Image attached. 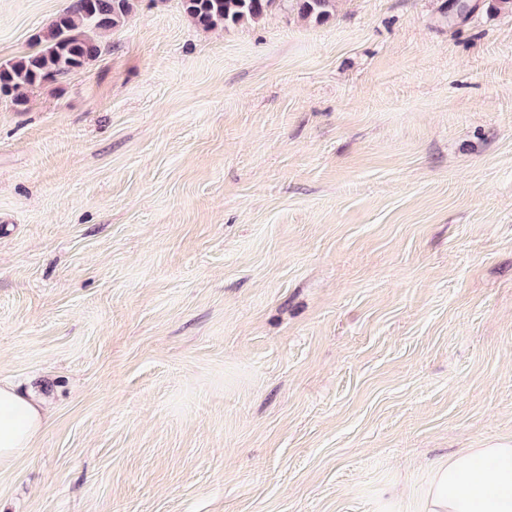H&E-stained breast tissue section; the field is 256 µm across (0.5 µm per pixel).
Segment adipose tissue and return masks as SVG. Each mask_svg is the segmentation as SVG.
Here are the masks:
<instances>
[{"label": "adipose tissue", "mask_w": 512, "mask_h": 512, "mask_svg": "<svg viewBox=\"0 0 512 512\" xmlns=\"http://www.w3.org/2000/svg\"><path fill=\"white\" fill-rule=\"evenodd\" d=\"M47 417L46 404L32 392L0 381V463L30 448ZM377 512H512V443L439 459L415 497L383 495Z\"/></svg>", "instance_id": "adipose-tissue-1"}]
</instances>
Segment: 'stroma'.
Instances as JSON below:
<instances>
[{"mask_svg":"<svg viewBox=\"0 0 512 512\" xmlns=\"http://www.w3.org/2000/svg\"><path fill=\"white\" fill-rule=\"evenodd\" d=\"M135 0L0 96V512H373L512 442V13ZM74 0H0V62ZM288 2L305 19L323 22L330 19L336 0H182L185 13L203 29L235 26L260 20L275 6ZM47 417V405L32 392L0 381V463L31 448Z\"/></svg>","mask_w":512,"mask_h":512,"instance_id":"stroma-1","label":"stroma"}]
</instances>
